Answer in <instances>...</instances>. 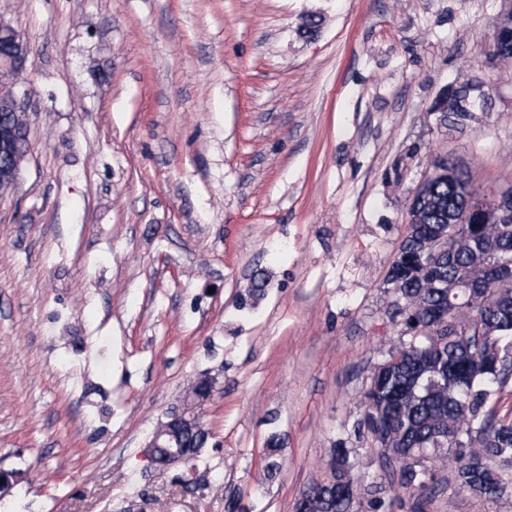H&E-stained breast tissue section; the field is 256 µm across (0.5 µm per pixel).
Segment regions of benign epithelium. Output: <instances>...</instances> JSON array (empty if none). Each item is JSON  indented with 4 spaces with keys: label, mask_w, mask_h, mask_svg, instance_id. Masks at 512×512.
I'll return each mask as SVG.
<instances>
[{
    "label": "benign epithelium",
    "mask_w": 512,
    "mask_h": 512,
    "mask_svg": "<svg viewBox=\"0 0 512 512\" xmlns=\"http://www.w3.org/2000/svg\"><path fill=\"white\" fill-rule=\"evenodd\" d=\"M493 42L490 52L497 51L500 39L512 29V0L492 23ZM30 49L18 30L8 22L0 21V108L12 113L25 112L28 104L12 89L13 79L26 68ZM21 127L0 117V170L15 171L21 163L19 154L23 139ZM493 206L501 217L512 216V190L500 192L493 198ZM215 381L207 373L200 374L189 388L186 404L170 411L167 420L160 423L147 444V456L157 470H168L202 454L211 433L198 409L213 397Z\"/></svg>",
    "instance_id": "obj_1"
}]
</instances>
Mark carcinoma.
Listing matches in <instances>:
<instances>
[{
    "mask_svg": "<svg viewBox=\"0 0 512 512\" xmlns=\"http://www.w3.org/2000/svg\"><path fill=\"white\" fill-rule=\"evenodd\" d=\"M443 124L462 132L485 111L482 91L464 81L448 93ZM469 180L459 170L428 182L408 213V224L386 283L404 302L398 309L411 341L388 352L397 364L364 393L363 425L382 458V467L410 494L435 491L428 454L445 462L454 456V486L497 502L512 486V416L490 407L492 397L512 379L488 364L512 363V283L495 280L492 267L512 263V223L486 205L464 206ZM456 243L453 253L437 248ZM479 287L469 289L467 284ZM332 476L306 494L320 512H360L377 499L353 473L346 448L332 449Z\"/></svg>",
    "mask_w": 512,
    "mask_h": 512,
    "instance_id": "obj_1",
    "label": "carcinoma"
}]
</instances>
